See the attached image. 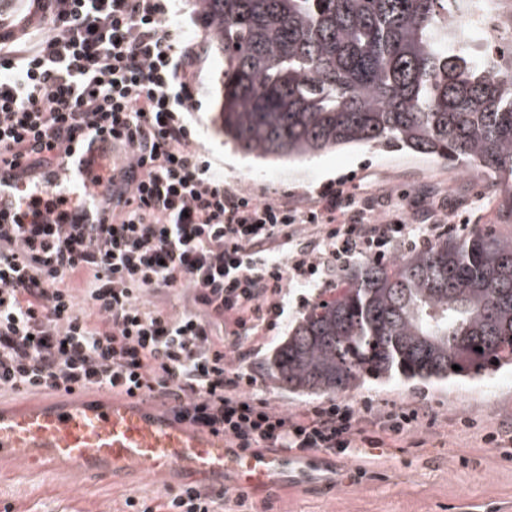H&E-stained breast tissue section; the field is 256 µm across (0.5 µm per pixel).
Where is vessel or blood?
<instances>
[{"label":"vessel or blood","mask_w":512,"mask_h":512,"mask_svg":"<svg viewBox=\"0 0 512 512\" xmlns=\"http://www.w3.org/2000/svg\"><path fill=\"white\" fill-rule=\"evenodd\" d=\"M85 173L74 150L49 180L58 185ZM19 457L34 473H48L59 462L77 463L82 473L113 481L122 480L130 470H178L208 482L231 480L242 494H260L291 483L309 485L319 478L310 458L288 459L227 447L223 434L189 430L153 417L131 398L82 408L49 401L0 411V460Z\"/></svg>","instance_id":"b4317fda"}]
</instances>
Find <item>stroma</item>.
Wrapping results in <instances>:
<instances>
[{
	"mask_svg": "<svg viewBox=\"0 0 512 512\" xmlns=\"http://www.w3.org/2000/svg\"><path fill=\"white\" fill-rule=\"evenodd\" d=\"M223 68L221 57L207 55L200 76L203 105L193 120L199 128L198 146L213 166L223 170L226 186L262 201L285 200L305 208L316 201L324 185L341 182L356 198L372 204L375 219L401 211L409 223L423 224L431 218L457 235L477 225L512 223L485 195L484 174L452 168L439 159L357 146L289 164L243 158L225 146L211 122L216 81ZM342 282V277H334L330 287ZM330 287L293 289L276 326L251 346L245 367L257 379L260 395L273 406L300 412L322 402L320 396L281 387L267 364L311 303L328 295ZM335 401L355 406L368 401L383 412L414 406L434 423L364 465L339 454L315 452V459L327 466L317 485L246 496L225 487L229 512H512V460L484 447L480 439L484 430L512 434V367L481 381L443 385L370 380L337 393ZM466 419L472 428L463 427ZM419 438L424 447H416ZM75 472L68 466L44 479L22 475L16 464H0V508L8 504L12 512H128L127 498L153 499L187 481L178 473L163 481L132 473L114 484L96 476L80 480Z\"/></svg>",
	"mask_w": 512,
	"mask_h": 512,
	"instance_id": "obj_1",
	"label": "stroma"
}]
</instances>
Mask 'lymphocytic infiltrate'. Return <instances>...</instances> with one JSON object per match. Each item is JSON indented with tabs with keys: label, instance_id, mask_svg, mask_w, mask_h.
<instances>
[{
	"label": "lymphocytic infiltrate",
	"instance_id": "f902f5d3",
	"mask_svg": "<svg viewBox=\"0 0 512 512\" xmlns=\"http://www.w3.org/2000/svg\"><path fill=\"white\" fill-rule=\"evenodd\" d=\"M0 33V180L24 183L22 222H0V390L107 391L161 400L174 420L232 447L359 456L418 429V408L335 403L289 413L258 393L247 342L270 330L297 285L314 287L358 255L423 248L444 224L401 213L374 222L340 183L311 207L225 187L197 145L195 43L179 0H35ZM80 191L45 177L95 133ZM93 207L108 222L84 224ZM81 278L82 298L68 283ZM182 296L181 310L164 305ZM132 512H221L184 485Z\"/></svg>",
	"mask_w": 512,
	"mask_h": 512
}]
</instances>
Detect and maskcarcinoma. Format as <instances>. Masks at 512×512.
<instances>
[{
  "instance_id": "1",
  "label": "carcinoma",
  "mask_w": 512,
  "mask_h": 512,
  "mask_svg": "<svg viewBox=\"0 0 512 512\" xmlns=\"http://www.w3.org/2000/svg\"><path fill=\"white\" fill-rule=\"evenodd\" d=\"M446 11L448 0H200L205 50L224 56L217 133L268 161L364 145L475 168L498 178L487 192L511 216L512 54L452 50L478 35L448 28ZM508 363L512 235L487 226L354 265L268 369L290 392L324 395L368 379L482 378Z\"/></svg>"
}]
</instances>
